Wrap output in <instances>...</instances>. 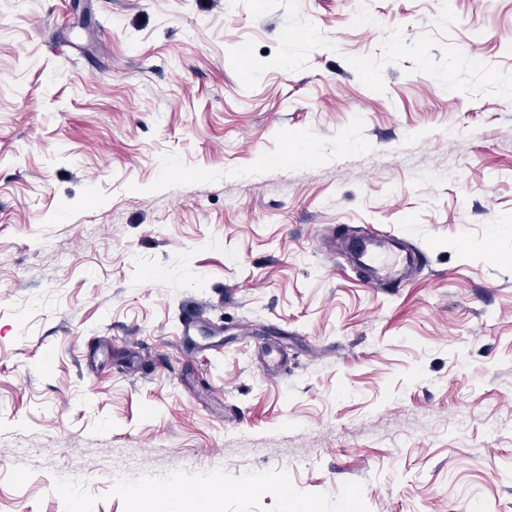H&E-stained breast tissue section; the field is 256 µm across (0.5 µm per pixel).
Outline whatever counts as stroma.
Returning <instances> with one entry per match:
<instances>
[{
	"mask_svg": "<svg viewBox=\"0 0 512 512\" xmlns=\"http://www.w3.org/2000/svg\"><path fill=\"white\" fill-rule=\"evenodd\" d=\"M0 253V512H512V0H0ZM405 240L402 235L370 233L355 241L339 235L316 238L321 251L349 253L351 259L367 271V283L373 287L399 286L418 267L422 251L414 244L408 246Z\"/></svg>",
	"mask_w": 512,
	"mask_h": 512,
	"instance_id": "stroma-1",
	"label": "stroma"
}]
</instances>
